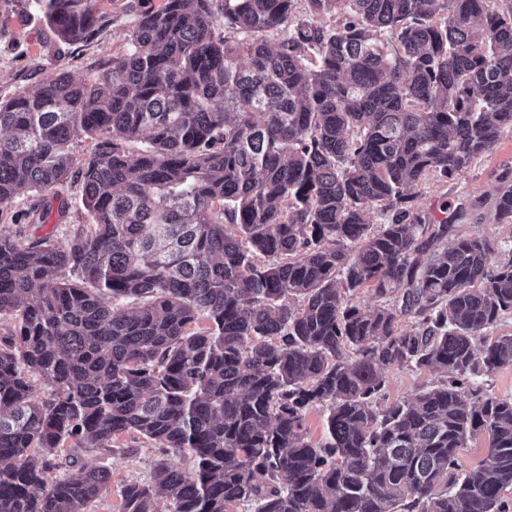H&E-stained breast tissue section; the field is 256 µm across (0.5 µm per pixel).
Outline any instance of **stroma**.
Listing matches in <instances>:
<instances>
[{"instance_id": "1", "label": "stroma", "mask_w": 512, "mask_h": 512, "mask_svg": "<svg viewBox=\"0 0 512 512\" xmlns=\"http://www.w3.org/2000/svg\"><path fill=\"white\" fill-rule=\"evenodd\" d=\"M162 0H99L100 15L95 30L84 40L61 42L48 28L42 0H0V100L35 86L47 74L64 72L77 79H96L112 65L114 56L126 49L124 37L140 14L159 8ZM512 174V133L502 135L491 153L474 160L456 179L445 182L431 177L412 190L415 207L432 217H441L444 202L457 200L461 209L454 222L461 235L490 242L494 249L512 247V225L497 223L494 201L503 186L501 177ZM68 205L63 222L48 220L38 226L29 222L28 211L42 207L53 196ZM82 203V185L70 178L56 193L26 192L12 202L0 205V229L25 238L51 236L57 239L73 233L78 225L89 223ZM441 371L391 367L386 372L382 404L411 398L420 388L440 383ZM117 454H87L93 466L108 467L109 490L95 503L92 512H119L120 490L133 481L149 479L159 456L154 445L136 434L117 438Z\"/></svg>"}]
</instances>
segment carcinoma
Segmentation results:
<instances>
[{
  "mask_svg": "<svg viewBox=\"0 0 512 512\" xmlns=\"http://www.w3.org/2000/svg\"><path fill=\"white\" fill-rule=\"evenodd\" d=\"M296 2L163 0L102 76L0 101V204L75 175L91 214L61 241L0 231V512H90L111 471L78 452L132 433L162 457L120 512H505L512 396L479 378L512 367V335L487 338L512 248L436 252L452 225L410 190L512 131V0ZM96 4L45 18L79 42ZM394 365L446 380L382 408ZM488 438L485 434H478L464 448L458 457L460 469L465 471L476 467L479 462L486 456L488 448Z\"/></svg>",
  "mask_w": 512,
  "mask_h": 512,
  "instance_id": "1",
  "label": "carcinoma"
}]
</instances>
